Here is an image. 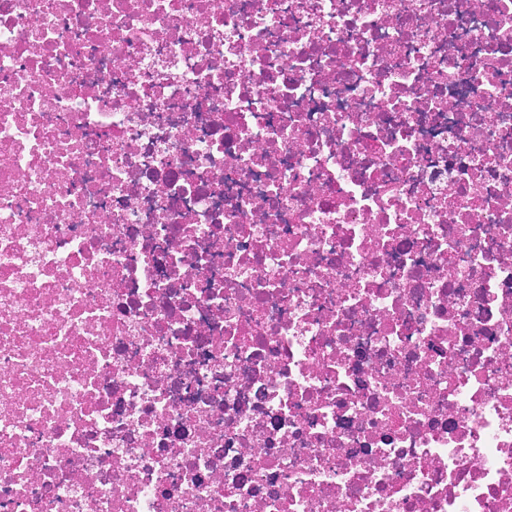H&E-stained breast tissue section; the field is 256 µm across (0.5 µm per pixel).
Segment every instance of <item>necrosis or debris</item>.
Masks as SVG:
<instances>
[{
  "label": "necrosis or debris",
  "mask_w": 512,
  "mask_h": 512,
  "mask_svg": "<svg viewBox=\"0 0 512 512\" xmlns=\"http://www.w3.org/2000/svg\"><path fill=\"white\" fill-rule=\"evenodd\" d=\"M0 512H512V0H0Z\"/></svg>",
  "instance_id": "necrosis-or-debris-1"
}]
</instances>
